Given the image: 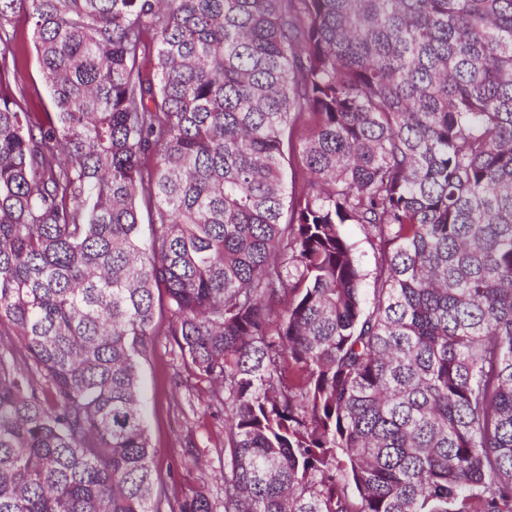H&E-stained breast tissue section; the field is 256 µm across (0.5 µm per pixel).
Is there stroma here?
Returning <instances> with one entry per match:
<instances>
[{
  "label": "stroma",
  "instance_id": "35a3bbf8",
  "mask_svg": "<svg viewBox=\"0 0 512 512\" xmlns=\"http://www.w3.org/2000/svg\"><path fill=\"white\" fill-rule=\"evenodd\" d=\"M17 28L21 40L0 54V69L8 72V83L0 89L12 94L23 111H52L36 51L26 37L25 20H18ZM171 342V337H157L140 376L147 428L158 450L154 472L167 490L198 488L217 500L224 495V414L216 410L206 390L184 387L188 369L172 353Z\"/></svg>",
  "mask_w": 512,
  "mask_h": 512
}]
</instances>
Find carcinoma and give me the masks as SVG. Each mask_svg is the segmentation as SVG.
<instances>
[{"label": "carcinoma", "mask_w": 512, "mask_h": 512, "mask_svg": "<svg viewBox=\"0 0 512 512\" xmlns=\"http://www.w3.org/2000/svg\"><path fill=\"white\" fill-rule=\"evenodd\" d=\"M19 16L55 112L0 95V512H216L155 479L162 334L222 512H512V0ZM171 342L157 336L140 376L147 428L158 450L154 472L168 491L198 488L217 501L224 496V409L217 412L206 389L180 386L188 369Z\"/></svg>", "instance_id": "obj_1"}]
</instances>
